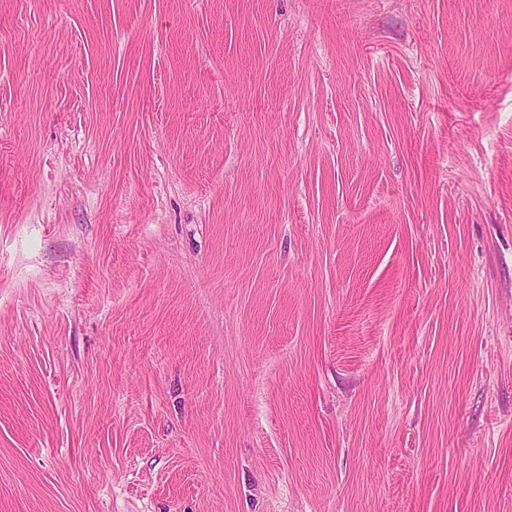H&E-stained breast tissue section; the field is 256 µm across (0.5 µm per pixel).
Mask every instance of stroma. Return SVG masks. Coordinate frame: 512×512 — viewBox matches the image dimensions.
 I'll list each match as a JSON object with an SVG mask.
<instances>
[{
    "label": "stroma",
    "mask_w": 512,
    "mask_h": 512,
    "mask_svg": "<svg viewBox=\"0 0 512 512\" xmlns=\"http://www.w3.org/2000/svg\"><path fill=\"white\" fill-rule=\"evenodd\" d=\"M0 512H512V0H0Z\"/></svg>",
    "instance_id": "35a3bbf8"
}]
</instances>
